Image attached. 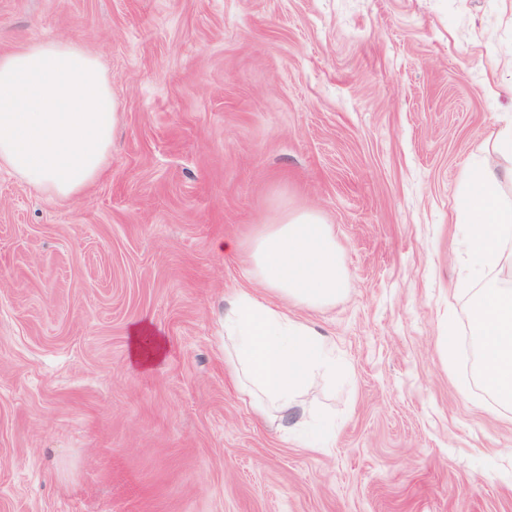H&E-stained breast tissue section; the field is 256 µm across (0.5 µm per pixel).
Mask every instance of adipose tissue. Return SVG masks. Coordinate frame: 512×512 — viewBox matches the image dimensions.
I'll return each instance as SVG.
<instances>
[{"instance_id": "obj_1", "label": "adipose tissue", "mask_w": 512, "mask_h": 512, "mask_svg": "<svg viewBox=\"0 0 512 512\" xmlns=\"http://www.w3.org/2000/svg\"><path fill=\"white\" fill-rule=\"evenodd\" d=\"M114 108L96 59L73 42H35L0 54V166L50 197L83 194L111 155ZM511 185L512 123L498 131L456 194L469 278L512 270ZM218 247L241 254L261 288L239 292L224 307L225 365L258 414L287 419L309 388L336 374L330 340L288 312L292 305L329 306L344 292L350 273L335 227L300 209ZM469 325L480 381L499 406L511 408L512 282L485 281L476 289ZM165 350L149 323L131 328L132 364L152 366Z\"/></svg>"}]
</instances>
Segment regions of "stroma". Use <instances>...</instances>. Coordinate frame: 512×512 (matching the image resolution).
Returning a JSON list of instances; mask_svg holds the SVG:
<instances>
[{
  "label": "stroma",
  "mask_w": 512,
  "mask_h": 512,
  "mask_svg": "<svg viewBox=\"0 0 512 512\" xmlns=\"http://www.w3.org/2000/svg\"><path fill=\"white\" fill-rule=\"evenodd\" d=\"M55 41L98 60L117 121L78 197L0 167V512H512L453 224L512 119V0H0V53ZM300 208L350 271L297 311L340 363L305 397L321 448L224 370L250 281L215 244ZM165 350L164 340L148 322L131 328L129 357L132 364L150 367L163 359Z\"/></svg>",
  "instance_id": "35a3bbf8"
}]
</instances>
